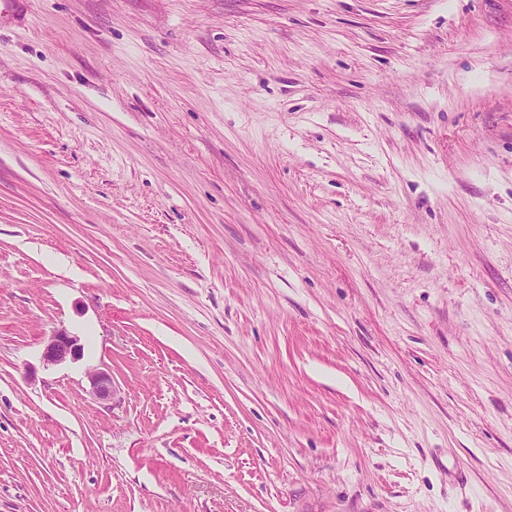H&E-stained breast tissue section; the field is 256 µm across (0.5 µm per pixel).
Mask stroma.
Returning <instances> with one entry per match:
<instances>
[{"instance_id": "stroma-1", "label": "stroma", "mask_w": 512, "mask_h": 512, "mask_svg": "<svg viewBox=\"0 0 512 512\" xmlns=\"http://www.w3.org/2000/svg\"><path fill=\"white\" fill-rule=\"evenodd\" d=\"M0 512H512V0L0 28ZM83 353V344L79 336L66 330H59L49 336L43 352V363L46 366L57 365L67 360H78ZM90 393L96 399L110 400L113 386L112 375L106 371H94L89 374Z\"/></svg>"}]
</instances>
